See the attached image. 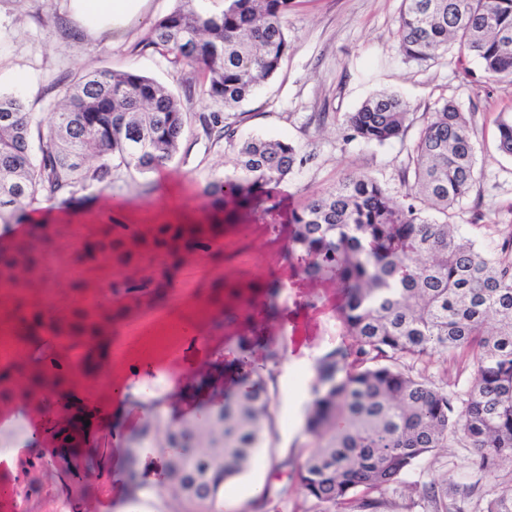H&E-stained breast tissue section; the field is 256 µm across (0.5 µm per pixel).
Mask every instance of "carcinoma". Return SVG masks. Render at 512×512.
<instances>
[{
  "label": "carcinoma",
  "mask_w": 512,
  "mask_h": 512,
  "mask_svg": "<svg viewBox=\"0 0 512 512\" xmlns=\"http://www.w3.org/2000/svg\"><path fill=\"white\" fill-rule=\"evenodd\" d=\"M157 19L142 49L171 54L192 70L185 95L203 78L202 93L237 108L279 70L289 44L293 0H224L219 14L178 0ZM399 49L411 60L432 59L451 45L475 59L488 81H512V0H402ZM206 135L216 132L234 152L236 175L210 182L204 195L213 214L206 224H163L154 244L177 264L185 252L208 251L223 234L218 215L277 209L275 190L309 157L288 142L251 137L235 141L217 112L200 115ZM413 113L393 93L367 98L344 118V138L385 145L403 140ZM186 117L179 97L152 77L110 69L83 72L67 86L47 132L23 100L0 95V223L23 222L38 197L52 198L78 183L104 184L112 161L139 172L164 167L178 153ZM497 150L512 157V113L497 120ZM412 181L402 198L374 177L344 175L307 197L294 211L289 253L311 278H329L344 293L339 319L355 346L338 345L315 366V398L306 431L316 449L299 469L305 495L324 507L376 508L381 493L439 448L473 449L472 467L494 480L512 463V237L483 249L457 224L454 205L476 181L473 114L444 102L427 118L402 168ZM33 244L0 248V270H36ZM19 330L56 336H96L121 309L100 321L80 314L64 328L19 306ZM256 332L267 305L243 307ZM471 352L475 376L453 392L414 364L441 352ZM281 359L269 348L256 361L239 358L246 387L224 395V405L173 428L160 411L138 438L167 456L165 512H224V484L249 467L270 426L268 382ZM177 453H169V449ZM485 512H512V489H502Z\"/></svg>",
  "instance_id": "obj_1"
}]
</instances>
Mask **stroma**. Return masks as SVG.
Instances as JSON below:
<instances>
[{
	"label": "stroma",
	"mask_w": 512,
	"mask_h": 512,
	"mask_svg": "<svg viewBox=\"0 0 512 512\" xmlns=\"http://www.w3.org/2000/svg\"><path fill=\"white\" fill-rule=\"evenodd\" d=\"M69 0H0V91L19 93L42 126H49L63 90L74 77L89 68L134 70L166 84L181 95L187 124L180 149L159 173H141L113 165L112 179L104 185H76L58 195L46 211L54 229L51 245L68 254L75 241H96L104 226L120 223L136 230L140 240L131 245L133 260L119 263L102 254L83 287H75L65 275V265L50 273L54 282V322L70 321L74 310L89 318L98 311L86 302L87 289L104 281L137 282L152 274L158 260L144 248L160 224H193L206 212L203 190L215 179L233 175V150L224 139L207 137L198 117L222 113L237 137L276 138L300 146L309 154L307 164L277 189L278 230L288 229V217L307 196L320 193L350 172L364 171L376 178L394 197H402L406 185L399 176L401 165L417 140L431 112L443 101L475 115L477 180L468 195L451 212L453 223L474 237L478 245L512 235V158L496 148V119L512 112V81H480L476 60L459 57L456 48L433 60H406L399 51L396 21L401 0H294L288 14L289 51L277 74L251 98L234 110L222 102L194 94L184 97L189 68L172 56L142 49L140 42L151 24L177 5L176 0H144L141 13L112 39L92 34L76 21ZM403 97L413 114L403 140L383 146L348 142L343 138L345 113L380 92ZM87 204L85 212L76 207ZM259 238H240L235 225H227L220 252L189 257L176 281L193 280L199 303L206 310L198 319L193 309L184 310L179 322L185 331L179 365L161 372L156 365L139 362L125 372L122 394L87 402L91 415L105 414L114 432L131 434L142 428L151 413L141 403L144 389L165 376L169 384L161 413L171 425L194 418L201 411L223 404L225 394L237 391L235 373L242 347L255 351L274 346L283 360L302 365L298 375L304 387H312L315 365L328 351L349 338L338 319L341 296L336 284L308 279L295 257H287L288 276L274 300L275 315L263 337H255L236 318L249 297L265 299L264 285L274 273L253 267L247 253L260 251ZM223 326V346H211L206 337ZM20 359L23 372L14 374L18 391L13 404L26 414L36 401L30 395L31 365L53 352L50 336L26 340ZM417 371L437 383L465 389L474 366L471 354L438 353L425 358ZM273 426L264 448L243 474L224 485L230 495L244 494L260 482L269 489L266 503L248 502L240 512H321L303 493L298 478L300 465L316 446L312 436L289 438L291 419L288 400L291 384L277 382L271 389ZM467 447L441 448L425 458L387 490L380 512H433L424 494L431 482L448 487L450 512H483L496 486L512 485V465H504L497 482L480 479L470 467ZM108 467L112 477L106 486L83 483L75 499L82 512H128L127 458L124 448L111 449ZM20 484L27 494L23 502L0 501V512H66L64 495L54 470L35 471L17 480L0 472V485Z\"/></svg>",
	"instance_id": "stroma-1"
}]
</instances>
